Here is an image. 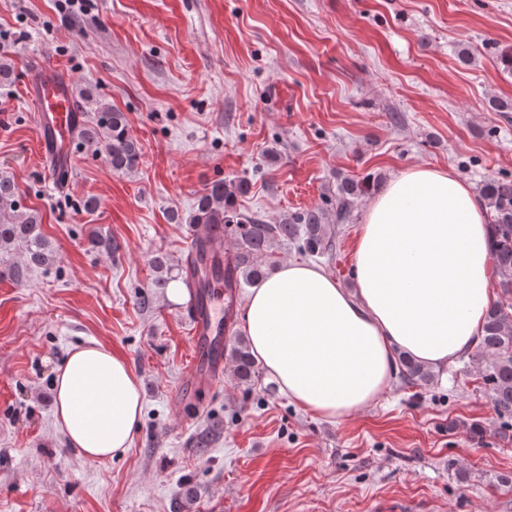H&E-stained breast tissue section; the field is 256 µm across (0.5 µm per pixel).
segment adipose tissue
I'll list each match as a JSON object with an SVG mask.
<instances>
[{
  "label": "adipose tissue",
  "instance_id": "ef3b65f1",
  "mask_svg": "<svg viewBox=\"0 0 512 512\" xmlns=\"http://www.w3.org/2000/svg\"><path fill=\"white\" fill-rule=\"evenodd\" d=\"M486 208L452 172L414 165L372 197L354 240V289L320 268L283 263L251 289L243 331L281 393L336 421L374 406L399 355L441 369L472 351L492 302ZM56 422L85 458L129 448L138 379L99 344L55 379Z\"/></svg>",
  "mask_w": 512,
  "mask_h": 512
}]
</instances>
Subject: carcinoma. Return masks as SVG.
Returning <instances> with one entry per match:
<instances>
[{"instance_id":"obj_1","label":"carcinoma","mask_w":512,"mask_h":512,"mask_svg":"<svg viewBox=\"0 0 512 512\" xmlns=\"http://www.w3.org/2000/svg\"><path fill=\"white\" fill-rule=\"evenodd\" d=\"M83 143L100 148L105 159L118 173H131L139 165L141 148L131 136L126 115L106 102H96L92 116L77 130ZM377 180L346 178L336 184L334 207H322L296 213L282 224H267L261 218L238 211L236 197L244 195L249 185L244 180H218L197 198L192 224H221L237 241L233 265L211 267V277L224 276V287L233 289L232 303H237L245 288L266 277L273 265L272 246L278 241L298 240L311 255H330L334 250L330 224L350 220L356 202L379 189ZM480 198L490 214L489 245L498 287L512 293V179L487 177L480 188ZM38 214L20 205L19 190L7 176L0 177V250L15 244L24 247V265H12L4 272L23 281L33 266L50 262L52 255L47 240L40 233ZM483 362L482 379L490 386L493 405L502 417H512V307L493 304L483 326L478 344ZM236 378L248 383L255 377V361L243 341L231 347ZM403 380L415 386H428L434 381L430 369L412 358L399 357Z\"/></svg>"}]
</instances>
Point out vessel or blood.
Returning <instances> with one entry per match:
<instances>
[{
  "label": "vessel or blood",
  "mask_w": 512,
  "mask_h": 512,
  "mask_svg": "<svg viewBox=\"0 0 512 512\" xmlns=\"http://www.w3.org/2000/svg\"><path fill=\"white\" fill-rule=\"evenodd\" d=\"M28 98L36 108L40 128L39 148L51 166L69 167L68 144L81 116L75 110L71 91L64 74L53 65L38 62L36 75L29 84ZM192 243H203V251H191V260H212L224 255V238L215 227L194 226ZM187 313L191 322V356L182 379L179 396L188 401L203 387L219 382L224 375V309L215 305L212 295L190 289Z\"/></svg>",
  "instance_id": "vessel-or-blood-1"
}]
</instances>
